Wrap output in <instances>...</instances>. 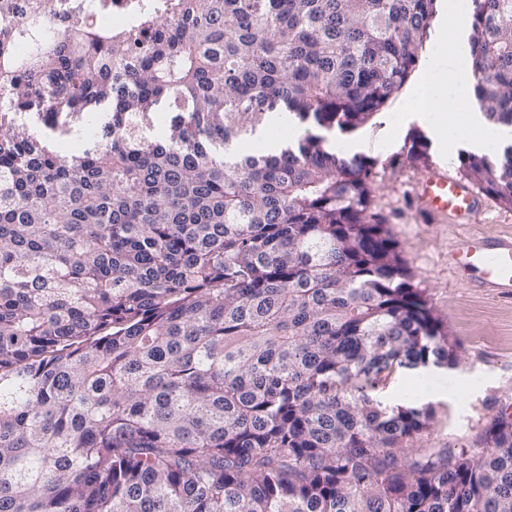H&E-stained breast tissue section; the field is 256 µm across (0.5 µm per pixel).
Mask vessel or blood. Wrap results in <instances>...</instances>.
I'll use <instances>...</instances> for the list:
<instances>
[{
	"instance_id": "b4317fda",
	"label": "vessel or blood",
	"mask_w": 512,
	"mask_h": 512,
	"mask_svg": "<svg viewBox=\"0 0 512 512\" xmlns=\"http://www.w3.org/2000/svg\"><path fill=\"white\" fill-rule=\"evenodd\" d=\"M417 201L420 209L436 220L451 215L469 217L481 208L464 183L435 172L423 177ZM452 259L461 271L474 275L479 287L512 297V233L470 237L457 247Z\"/></svg>"
}]
</instances>
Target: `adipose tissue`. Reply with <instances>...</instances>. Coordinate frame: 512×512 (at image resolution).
Returning <instances> with one entry per match:
<instances>
[{"label": "adipose tissue", "instance_id": "obj_1", "mask_svg": "<svg viewBox=\"0 0 512 512\" xmlns=\"http://www.w3.org/2000/svg\"><path fill=\"white\" fill-rule=\"evenodd\" d=\"M472 0H448L444 25L437 43L440 54L446 55L448 64L430 67L425 79L413 93L414 101L421 107V118L435 144L448 151L467 144L477 152L495 151L512 141V134L488 127L478 113L470 109V84L467 80L468 65L460 53L448 49V29L454 28L459 19L470 9ZM464 110L463 120L452 118L449 105Z\"/></svg>", "mask_w": 512, "mask_h": 512}]
</instances>
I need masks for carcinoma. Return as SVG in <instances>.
<instances>
[{
  "instance_id": "1",
  "label": "carcinoma",
  "mask_w": 512,
  "mask_h": 512,
  "mask_svg": "<svg viewBox=\"0 0 512 512\" xmlns=\"http://www.w3.org/2000/svg\"><path fill=\"white\" fill-rule=\"evenodd\" d=\"M472 2V105L510 128L512 0ZM53 5L0 0V512H512L511 414L428 448L431 407L377 398L453 346L372 161L325 147L435 0H153L122 31L69 0L51 32ZM283 114L294 143L236 151ZM460 169L512 207L511 145Z\"/></svg>"
}]
</instances>
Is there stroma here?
Returning <instances> with one entry per match:
<instances>
[{"label": "stroma", "mask_w": 512, "mask_h": 512, "mask_svg": "<svg viewBox=\"0 0 512 512\" xmlns=\"http://www.w3.org/2000/svg\"><path fill=\"white\" fill-rule=\"evenodd\" d=\"M440 24L433 19L419 63L403 87L368 122L339 139L356 144L358 153L371 159L372 208L386 218L414 284L451 339L456 359L455 368L432 375L430 389L423 392L417 389L420 374L400 370L380 398L397 403L403 395H418L433 409L426 444L469 449L501 409H512V299H495L470 286L455 269L451 253L467 237L512 232V208L485 194L481 211L466 220L451 216L436 221L417 208L422 176L433 171L461 175L459 157H444L431 144L424 161L409 158L414 141L429 136L411 91L428 70Z\"/></svg>", "instance_id": "obj_1"}]
</instances>
